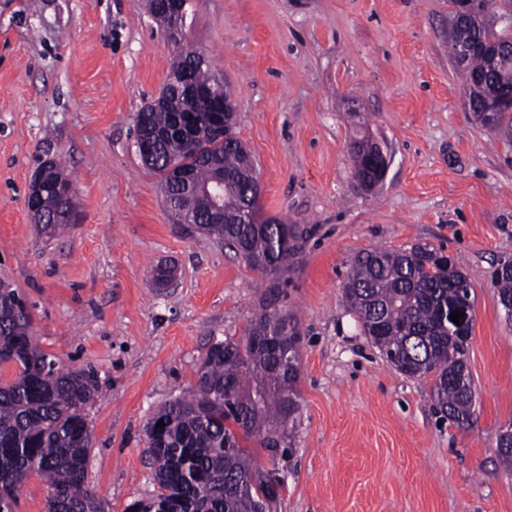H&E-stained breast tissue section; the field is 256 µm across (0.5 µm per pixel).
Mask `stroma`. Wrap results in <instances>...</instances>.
<instances>
[{"mask_svg": "<svg viewBox=\"0 0 512 512\" xmlns=\"http://www.w3.org/2000/svg\"><path fill=\"white\" fill-rule=\"evenodd\" d=\"M451 0H191L182 43L147 0H0V280L29 299L41 350L93 370L87 484L108 512L152 496L145 426L186 393L208 349L273 303L299 328V411L277 452L276 512H512L496 453L512 425V320L492 273L512 261V142L474 121L448 54ZM235 105L262 215L302 250L270 289L222 243L174 224L137 152L136 117L181 45ZM379 140L384 180L354 186L348 146ZM71 177L77 221L29 215L45 160ZM417 243L470 281L468 425L442 422L431 378L393 368L342 300L354 257Z\"/></svg>", "mask_w": 512, "mask_h": 512, "instance_id": "obj_1", "label": "stroma"}]
</instances>
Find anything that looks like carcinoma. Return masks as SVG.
<instances>
[{
    "mask_svg": "<svg viewBox=\"0 0 512 512\" xmlns=\"http://www.w3.org/2000/svg\"><path fill=\"white\" fill-rule=\"evenodd\" d=\"M499 16L488 9L448 37L450 54L472 38L497 41ZM194 66L196 80H214L203 54L179 53L176 72ZM488 70L482 57L459 66L471 84ZM194 113L192 136L175 132L155 148L150 169L160 175L163 201L173 221L202 220L200 231L218 238L252 269L277 274L300 255L302 231L285 220L270 221L249 209L253 188L246 178L253 162L238 138L220 137L211 105L188 102L173 85L165 87V104L148 122L168 129L179 111ZM491 130L512 137V112H498ZM362 137L350 150L354 179L365 173ZM49 198L72 184L57 162L50 165ZM224 174L227 222L209 217L210 201L201 192ZM498 303L512 301V265L493 273ZM470 291L467 275L453 257L427 245L403 251L373 248L359 253L342 288V298L361 332L401 374L433 376L431 397L441 417L458 426L471 419L474 391L466 372L473 324L448 322V308ZM288 317L266 306L238 341L216 343L195 371L189 392L164 405L145 427L146 453L156 477L153 497L131 503L125 512H268L276 492L251 460L249 444L277 448L289 419L298 409L295 386L300 373L286 375L279 356L258 342L269 331L281 337ZM15 367L13 378L0 380V512H13L19 491L33 472L48 482L46 512H105L103 501L87 486L92 430L87 407L97 384L90 370H65L38 346L32 334L27 299L0 281V366ZM164 421V426L157 423ZM498 456L512 468V425L497 438Z\"/></svg>",
    "mask_w": 512,
    "mask_h": 512,
    "instance_id": "1",
    "label": "carcinoma"
}]
</instances>
